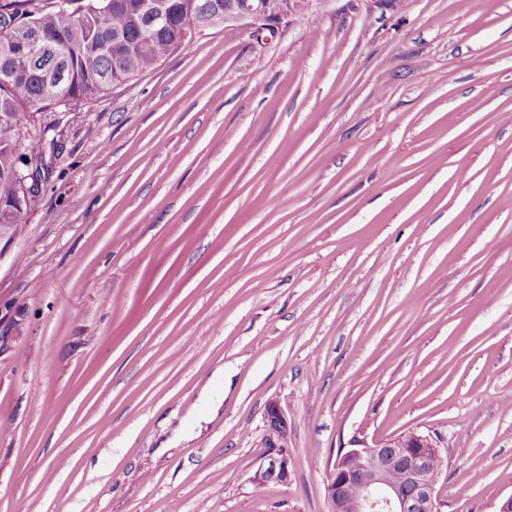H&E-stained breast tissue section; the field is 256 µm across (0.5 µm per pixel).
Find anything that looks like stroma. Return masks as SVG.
<instances>
[{
	"instance_id": "1",
	"label": "stroma",
	"mask_w": 512,
	"mask_h": 512,
	"mask_svg": "<svg viewBox=\"0 0 512 512\" xmlns=\"http://www.w3.org/2000/svg\"><path fill=\"white\" fill-rule=\"evenodd\" d=\"M512 0H309L73 108L0 250V512H329L353 437L512 496ZM295 458L256 489L264 412Z\"/></svg>"
}]
</instances>
